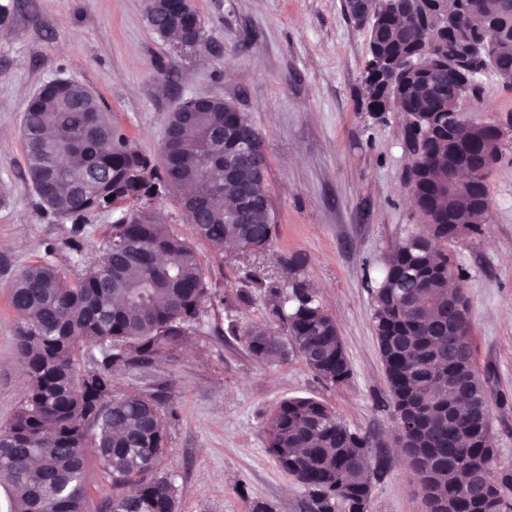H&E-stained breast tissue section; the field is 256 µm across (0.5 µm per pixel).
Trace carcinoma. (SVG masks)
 I'll return each mask as SVG.
<instances>
[{"label":"carcinoma","mask_w":512,"mask_h":512,"mask_svg":"<svg viewBox=\"0 0 512 512\" xmlns=\"http://www.w3.org/2000/svg\"><path fill=\"white\" fill-rule=\"evenodd\" d=\"M500 0H405L394 15L388 0H369L368 49L399 57L408 69L387 81L361 73L366 109L404 106L405 146L414 148L418 209L429 234L412 232L386 255L383 274L370 286L373 324L388 395L382 407L426 423L411 439L437 467L425 477L426 512H512L499 484L475 492L468 483L471 465L497 453L490 444L487 382L474 353L466 362L448 359V344L471 343L472 321L449 323L448 304L467 301L463 269L448 253V234L459 229L482 233L475 200L489 197L487 183L468 184L448 202V165L462 161L470 170L487 168L500 153V140L473 126L458 132L459 152L448 151V91L430 90L435 72L443 86L471 73L470 93L482 92L481 58L466 55L488 21L497 22V71L512 74V13H499ZM455 14V28L443 23ZM160 38L177 45L202 26L198 12L157 14L148 21ZM435 42V52L424 45ZM170 111L166 122L181 128L173 157L161 145L152 159L112 122L90 89L77 92L63 82L47 83L28 100L23 118L27 179L38 204L56 217L79 223L99 210L120 211L99 246L100 259L74 279L48 259L28 265L9 284L17 316L16 352L28 372V390L14 417L0 426V487L10 512H84L88 495L85 449L97 456L112 485L129 492L112 498L110 512H178L175 476L156 474L166 450L167 429L157 403L135 392L114 390L112 372L147 366L176 351L192 335L213 300L224 306L226 334L244 340L253 356L268 362L298 353L321 380L349 382L352 370L334 317L304 278V263L281 264L278 277L258 270L243 287L219 298L209 287L192 241L159 223L148 205L166 194L190 206L202 194L219 196L199 212L196 239L221 250L233 244L256 255L279 232L267 175L248 159L236 164L232 181L224 169L212 170L206 186L196 181L206 153L229 158L237 146L217 133L232 129L239 141L263 151L261 136L247 113L221 98L201 106L191 98ZM74 162L60 172L51 157ZM257 207L237 214L238 197ZM460 224H448V206ZM266 300L267 314L239 330L233 313ZM279 324L278 331L273 324ZM84 346L100 350L95 370L81 372L77 354ZM453 383H448V379ZM455 415L448 418V407ZM265 447L305 491L304 512H362L386 463L371 452L369 437L350 426L324 402L293 397L279 403L264 430Z\"/></svg>","instance_id":"cac0c4a2"}]
</instances>
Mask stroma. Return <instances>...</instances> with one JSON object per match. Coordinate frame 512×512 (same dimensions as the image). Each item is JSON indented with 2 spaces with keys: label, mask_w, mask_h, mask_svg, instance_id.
<instances>
[{
  "label": "stroma",
  "mask_w": 512,
  "mask_h": 512,
  "mask_svg": "<svg viewBox=\"0 0 512 512\" xmlns=\"http://www.w3.org/2000/svg\"><path fill=\"white\" fill-rule=\"evenodd\" d=\"M203 53L153 33L145 0H0V424L20 407L27 377L17 357V318L8 286L28 265L51 258L68 277L113 221L89 213L82 224L38 205L25 178L22 139L30 96L56 78L97 93L142 153L159 152L165 117L179 102L215 96L247 112L262 136L280 233L247 258L196 241L216 294L240 287L254 267L277 274L300 258L304 274L334 316L352 377L332 386L295 353L281 362L252 357L244 343L216 333L223 306L212 304L199 332L173 356L114 377L117 390L157 399L167 451L157 470L173 473L180 512H303L302 488L276 464L263 440L274 407L315 397L352 428L373 435L389 470L373 486L369 512H424L421 488L395 444L379 402L388 394L372 322L368 280L391 247L421 218L404 186L409 157L394 114L368 112L361 96L367 31L343 0H194ZM469 119L505 135L487 177L491 216L478 235L449 243L464 272L476 365L487 378L498 470H512V84L489 76Z\"/></svg>",
  "instance_id": "1"
}]
</instances>
